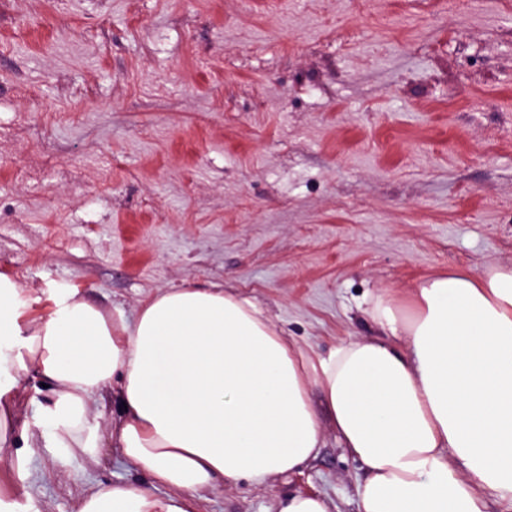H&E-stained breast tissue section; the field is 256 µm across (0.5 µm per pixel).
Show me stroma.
Returning a JSON list of instances; mask_svg holds the SVG:
<instances>
[{"mask_svg":"<svg viewBox=\"0 0 512 512\" xmlns=\"http://www.w3.org/2000/svg\"><path fill=\"white\" fill-rule=\"evenodd\" d=\"M512 264V0H0V272L134 320L172 288L233 289L327 355L381 291ZM0 459V512H75L145 477ZM360 463L209 493L360 512ZM274 512H331L328 502L319 496L290 494L278 501Z\"/></svg>","mask_w":512,"mask_h":512,"instance_id":"35a3bbf8","label":"stroma"}]
</instances>
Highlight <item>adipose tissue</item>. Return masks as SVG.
Listing matches in <instances>:
<instances>
[{
	"label": "adipose tissue",
	"mask_w": 512,
	"mask_h": 512,
	"mask_svg": "<svg viewBox=\"0 0 512 512\" xmlns=\"http://www.w3.org/2000/svg\"><path fill=\"white\" fill-rule=\"evenodd\" d=\"M21 293L0 272V455L18 427L26 450L96 461L88 413L108 393L112 441L149 478L94 484L76 512H201L219 487L295 472L328 431L365 470L361 512H488L486 487L512 498V265L380 292L375 335L315 357L230 291L172 289L131 322L75 288ZM31 374L50 396L23 419Z\"/></svg>",
	"instance_id": "ef3b65f1"
}]
</instances>
